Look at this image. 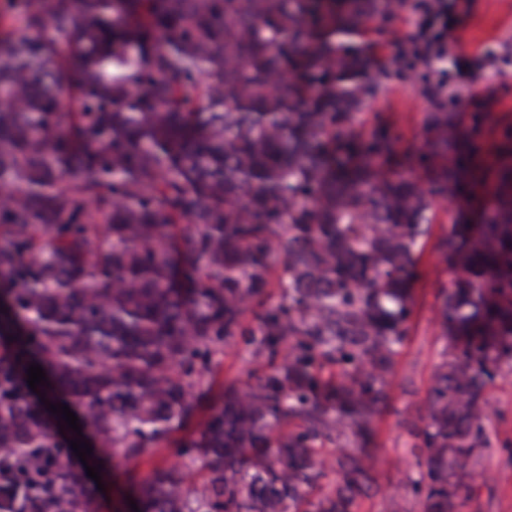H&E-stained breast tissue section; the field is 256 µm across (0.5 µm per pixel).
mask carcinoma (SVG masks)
I'll list each match as a JSON object with an SVG mask.
<instances>
[{"mask_svg": "<svg viewBox=\"0 0 512 512\" xmlns=\"http://www.w3.org/2000/svg\"><path fill=\"white\" fill-rule=\"evenodd\" d=\"M380 14L0 0V512H100L32 363L141 512H360L382 493L376 424L428 244L455 277L408 425L423 512H461L486 481L487 388L512 361V165L474 174L486 112L426 113L417 149L380 115L357 125L403 60L363 40ZM476 182L495 183L489 218ZM450 193L479 220L434 239ZM236 338L245 384L214 361ZM164 448L189 463L140 474Z\"/></svg>", "mask_w": 512, "mask_h": 512, "instance_id": "cac0c4a2", "label": "carcinoma"}]
</instances>
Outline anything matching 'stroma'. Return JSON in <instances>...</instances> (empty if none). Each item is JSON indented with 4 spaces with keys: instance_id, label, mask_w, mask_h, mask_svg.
<instances>
[{
    "instance_id": "35a3bbf8",
    "label": "stroma",
    "mask_w": 512,
    "mask_h": 512,
    "mask_svg": "<svg viewBox=\"0 0 512 512\" xmlns=\"http://www.w3.org/2000/svg\"><path fill=\"white\" fill-rule=\"evenodd\" d=\"M449 11L462 20L451 43L454 54L466 58L457 69L453 57L417 64L397 71L383 82L377 99L358 116L370 125L375 114L388 117L403 145L417 147L424 138L423 121L441 100L449 112H489L492 132L481 138L476 162L494 167L500 162L498 147L512 129V0H447ZM444 70L447 84L431 89L433 70ZM452 274L425 256L422 278L416 287L413 329L398 348L389 407L377 425V475L382 495L365 500L361 512H387V497L405 496L409 512H422L413 492L418 476L409 453L406 421L422 408L432 384V374L442 360L443 342L435 322L436 294ZM490 411L483 428L490 441L483 463L488 478L475 487L462 512H512V368L502 367L489 389Z\"/></svg>"
}]
</instances>
